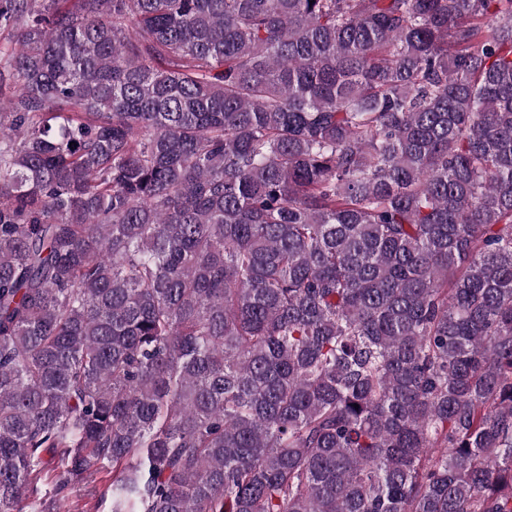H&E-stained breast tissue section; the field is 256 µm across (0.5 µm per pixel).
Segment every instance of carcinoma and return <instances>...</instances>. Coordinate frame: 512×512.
I'll list each match as a JSON object with an SVG mask.
<instances>
[{
  "instance_id": "1",
  "label": "carcinoma",
  "mask_w": 512,
  "mask_h": 512,
  "mask_svg": "<svg viewBox=\"0 0 512 512\" xmlns=\"http://www.w3.org/2000/svg\"><path fill=\"white\" fill-rule=\"evenodd\" d=\"M2 33L0 512H512V0Z\"/></svg>"
}]
</instances>
